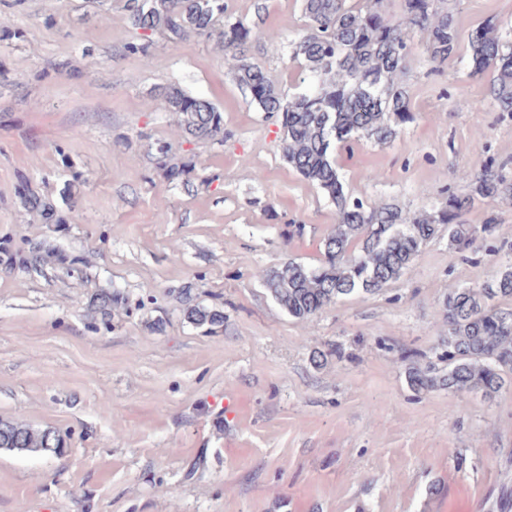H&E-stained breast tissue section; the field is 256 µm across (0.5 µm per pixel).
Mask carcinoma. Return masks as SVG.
Listing matches in <instances>:
<instances>
[{
  "label": "carcinoma",
  "mask_w": 512,
  "mask_h": 512,
  "mask_svg": "<svg viewBox=\"0 0 512 512\" xmlns=\"http://www.w3.org/2000/svg\"><path fill=\"white\" fill-rule=\"evenodd\" d=\"M445 0H404L401 12L388 15L382 0H302L307 28L292 43V57L303 61L309 85L286 98L247 52L256 37L254 28L226 15L224 0H125L135 41L125 49L146 59L154 38L173 47L193 33L216 38L234 52L241 82L261 111L281 116L284 159L315 185L336 209V224L322 240L323 258L316 265L289 259L263 275L270 296L289 316L304 320L356 293L374 294L397 281L413 265L423 247L448 229L454 252L469 251L476 230L463 215L477 198H493L512 190L503 172L473 180L469 195H448L437 210L410 213L395 204L369 207L353 197L336 162V153L355 142L394 140L401 126L414 120L406 89L399 78L407 71L412 47L408 33L427 36V52L438 70L457 49L453 16L441 6ZM471 74L489 77V93L501 112H512V45L501 35L496 20L478 27L469 42ZM168 112L181 116L179 131L193 141L224 142V114L209 101L176 86L161 91ZM159 168L168 180L185 179L196 163L168 161L169 145L157 143ZM17 197L37 210L48 224H64L56 208L21 178ZM188 303L185 318L208 330L224 325V312L192 303L191 291L181 290ZM120 294L100 291L90 307L101 318L112 314ZM512 264L499 269L493 284L448 293L440 316L438 374L428 367H407L408 382L417 392L446 388L455 394L479 393L491 399L512 380ZM63 437L53 429H33L0 421V448L58 454Z\"/></svg>",
  "instance_id": "carcinoma-1"
}]
</instances>
